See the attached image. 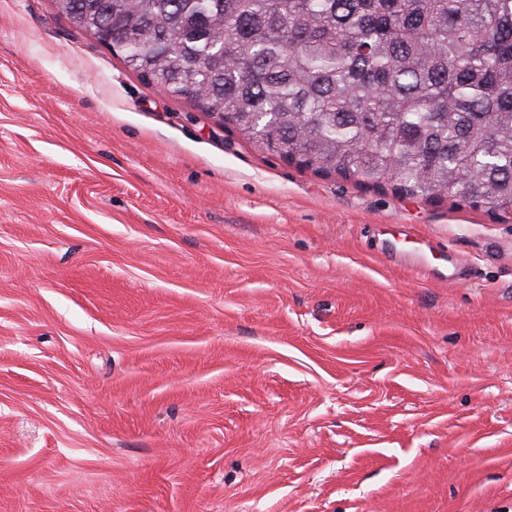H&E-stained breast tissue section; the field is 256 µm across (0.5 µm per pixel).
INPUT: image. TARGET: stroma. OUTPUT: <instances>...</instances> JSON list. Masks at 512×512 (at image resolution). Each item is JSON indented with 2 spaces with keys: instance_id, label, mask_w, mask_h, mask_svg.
Segmentation results:
<instances>
[{
  "instance_id": "obj_1",
  "label": "stroma",
  "mask_w": 512,
  "mask_h": 512,
  "mask_svg": "<svg viewBox=\"0 0 512 512\" xmlns=\"http://www.w3.org/2000/svg\"><path fill=\"white\" fill-rule=\"evenodd\" d=\"M0 512H512V216L284 162L0 0Z\"/></svg>"
}]
</instances>
